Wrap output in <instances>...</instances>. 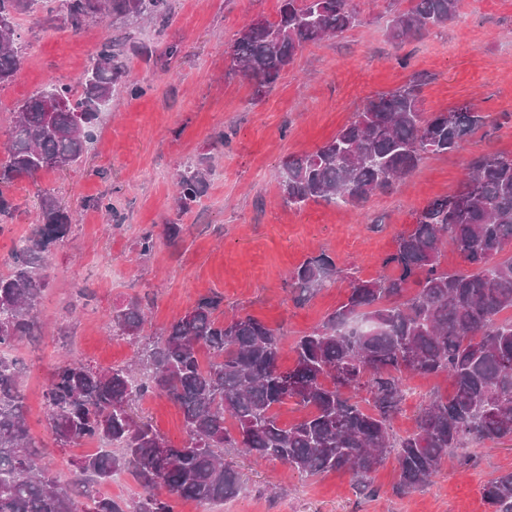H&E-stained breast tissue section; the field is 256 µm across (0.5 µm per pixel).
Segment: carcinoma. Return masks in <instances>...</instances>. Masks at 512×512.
Returning a JSON list of instances; mask_svg holds the SVG:
<instances>
[{
	"instance_id": "cac0c4a2",
	"label": "carcinoma",
	"mask_w": 512,
	"mask_h": 512,
	"mask_svg": "<svg viewBox=\"0 0 512 512\" xmlns=\"http://www.w3.org/2000/svg\"><path fill=\"white\" fill-rule=\"evenodd\" d=\"M41 0H0V88L24 61L18 16ZM276 20L245 24L226 51L224 76L239 77L264 95L305 46L359 23L353 0H279ZM463 0H413L393 13L391 41L400 46L454 18ZM56 20L79 32L107 17L126 25L165 27L169 0H58ZM149 58L152 46L104 38L75 84L51 80L18 107L0 158V224L12 217L9 189L18 178L62 172L80 164L95 137L99 113L117 87L145 93L131 75L127 52ZM490 116L472 104L426 114L417 85L370 97L335 136L311 153L286 157L278 173L283 203L310 201L361 207L408 177L429 155L459 149ZM212 173L208 158L187 157L176 173V218L163 225L172 246L182 240L180 216L200 201ZM74 214L51 192L40 195L35 222L0 273V346L41 335L37 311L49 286L55 248L72 233ZM453 243L467 268L441 267V246ZM384 267L370 280L353 277L346 300L293 343L294 364L279 372L282 337L251 316L219 319L224 296L211 293L175 317L165 333H146L142 298L112 309V335L136 346L132 363L98 368L81 360L55 366L42 393L53 440L60 448L97 442L68 473L48 477L26 421L21 372L0 358V512H176L181 500L204 508L239 496L240 473L224 463L234 448L254 461L278 460L310 476L346 471L359 495L390 455L399 491L421 489L442 460L469 441L512 440V156L471 159L461 187L425 204L415 226L399 235ZM321 253L288 275L293 301L310 300L336 277ZM446 375L449 397L431 395L416 429L404 436L392 421L406 401L407 381ZM165 396L183 416L185 440L172 444L140 420L134 405ZM304 411L286 424L278 410ZM118 471L143 489L137 500L98 494ZM491 512H512V471L482 488Z\"/></svg>"
}]
</instances>
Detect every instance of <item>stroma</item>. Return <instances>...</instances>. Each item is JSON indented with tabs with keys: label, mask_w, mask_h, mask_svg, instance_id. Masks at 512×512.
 <instances>
[{
	"label": "stroma",
	"mask_w": 512,
	"mask_h": 512,
	"mask_svg": "<svg viewBox=\"0 0 512 512\" xmlns=\"http://www.w3.org/2000/svg\"><path fill=\"white\" fill-rule=\"evenodd\" d=\"M356 2L358 27L307 45L259 98L251 84L225 78V51L245 21L275 19L279 0H171L163 30L106 20L74 33L49 24L43 10L19 17L28 50L15 81L0 88V142L14 105L49 81H78L103 37L130 36L159 48L152 62L129 60L146 93L132 98L115 92L81 165L17 180L10 194L14 219L0 229L1 271L16 238L34 222L40 192L54 193L78 212L72 234L53 256L39 311L41 338L12 350L22 367L31 432L47 448L48 474L97 450L93 443L55 447L42 391L54 366L67 358L97 367L130 361L133 345L106 329L113 307L144 297L147 330L157 336L176 314L215 292L224 297L225 317L248 314L295 339L345 300L348 282L337 279L298 305L285 285L290 270L325 252L361 279L383 274L397 235L412 229L415 212L427 202L458 189L473 156L512 155V0H464L454 19L401 46L389 39L388 28L393 10L407 8L409 0ZM173 42L180 51L170 58L164 49ZM416 76L423 79L425 111L473 103L492 124L459 151L425 158L404 184L363 208L312 201L291 209L282 203L276 175L285 157L314 151L368 96ZM187 156L215 157L209 188L183 217L178 247L162 243L138 256L139 236L161 231L174 216L175 174ZM101 198L111 202L120 225H110L95 208ZM85 286L95 299L82 307L77 291ZM136 412L173 443L183 440L181 411L169 399L146 398ZM224 461L240 472L244 491L204 512H490L482 487L512 470V442L467 444L444 460L432 484L399 495L398 464L387 458L371 475L369 498L356 496L343 471L307 476L275 460L254 463L233 449Z\"/></svg>",
	"instance_id": "35a3bbf8"
}]
</instances>
